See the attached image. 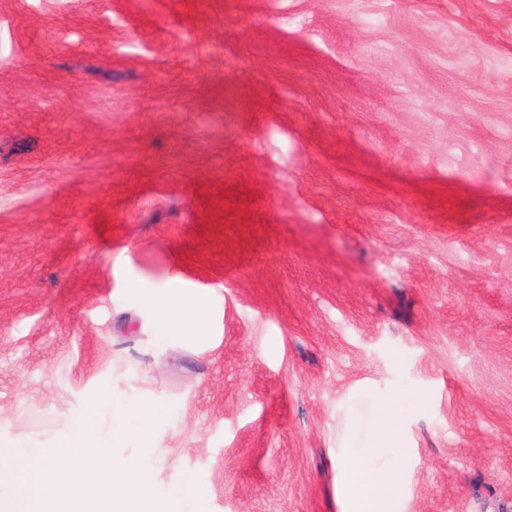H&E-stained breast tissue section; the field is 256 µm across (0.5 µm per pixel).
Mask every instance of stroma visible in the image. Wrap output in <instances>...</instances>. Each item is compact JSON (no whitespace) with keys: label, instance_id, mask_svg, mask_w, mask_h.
I'll use <instances>...</instances> for the list:
<instances>
[{"label":"stroma","instance_id":"35a3bbf8","mask_svg":"<svg viewBox=\"0 0 512 512\" xmlns=\"http://www.w3.org/2000/svg\"><path fill=\"white\" fill-rule=\"evenodd\" d=\"M112 384L204 512H512V0H0V426ZM141 300L150 307L155 317V338L161 342L191 341L203 346L209 340L208 317L199 314L197 295L171 288L170 283L147 289H138ZM178 302V309L172 308ZM189 325L193 328L189 330ZM375 421L380 427V442L395 448L399 454H403V437L397 424V417L391 402L384 401L375 408ZM360 461L346 458L341 463L343 492L347 503L344 512H395L398 505L400 480L390 475L378 485L385 492L382 510L378 507V491L375 482H369L362 471Z\"/></svg>","mask_w":512,"mask_h":512}]
</instances>
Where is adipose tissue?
<instances>
[{
	"instance_id": "obj_1",
	"label": "adipose tissue",
	"mask_w": 512,
	"mask_h": 512,
	"mask_svg": "<svg viewBox=\"0 0 512 512\" xmlns=\"http://www.w3.org/2000/svg\"><path fill=\"white\" fill-rule=\"evenodd\" d=\"M141 300L155 317V332L161 342H192L201 346L209 339L208 318L199 312L197 295L164 284L140 292ZM344 512H396L400 481L397 475L386 477L382 485L369 482L360 461L352 458L341 463Z\"/></svg>"
}]
</instances>
